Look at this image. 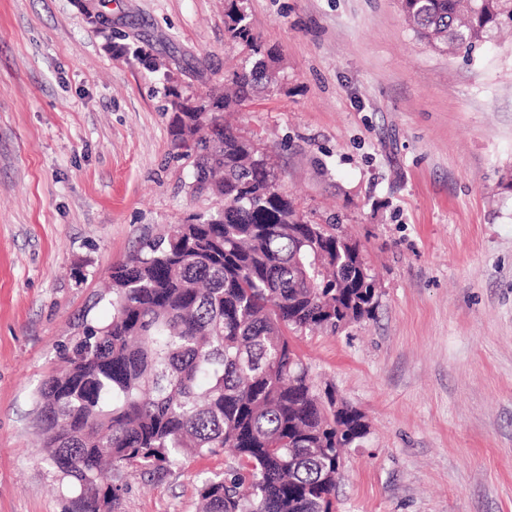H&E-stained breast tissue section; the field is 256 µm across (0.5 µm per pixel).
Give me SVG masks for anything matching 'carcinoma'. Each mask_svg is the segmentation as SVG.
Segmentation results:
<instances>
[{"label":"carcinoma","mask_w":512,"mask_h":512,"mask_svg":"<svg viewBox=\"0 0 512 512\" xmlns=\"http://www.w3.org/2000/svg\"><path fill=\"white\" fill-rule=\"evenodd\" d=\"M400 3L438 50L469 56L512 26V0ZM224 29L251 62L168 128L193 190L224 208L170 225L114 265L111 320L85 325L37 391L43 460L72 493L68 512H98L102 500L120 512L125 467L162 474L224 448L235 462L203 482L204 512H334L338 448L367 434L358 408L315 389L290 335L371 317L373 276L335 224L315 225V239L282 231L294 203L259 144L223 119L275 89V51L240 0H226Z\"/></svg>","instance_id":"cac0c4a2"}]
</instances>
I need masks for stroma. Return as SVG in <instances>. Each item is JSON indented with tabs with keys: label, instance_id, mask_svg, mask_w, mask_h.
Returning a JSON list of instances; mask_svg holds the SVG:
<instances>
[{
	"label": "stroma",
	"instance_id": "35a3bbf8",
	"mask_svg": "<svg viewBox=\"0 0 512 512\" xmlns=\"http://www.w3.org/2000/svg\"><path fill=\"white\" fill-rule=\"evenodd\" d=\"M279 85L233 113L313 224L341 225L374 317L295 335L317 387L366 416L336 512H512V30L472 59L429 48L398 0H244ZM113 32L173 61L114 57L77 0H0V512H67L41 460L36 392L113 264L223 198L189 188L166 85L222 86L242 46L224 0H97ZM230 453L124 471L121 512H198Z\"/></svg>",
	"mask_w": 512,
	"mask_h": 512
}]
</instances>
